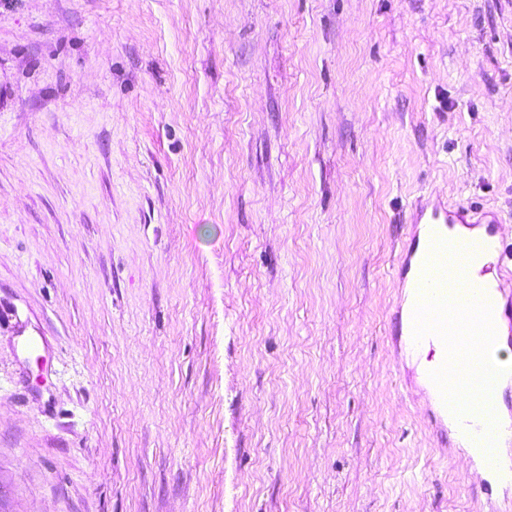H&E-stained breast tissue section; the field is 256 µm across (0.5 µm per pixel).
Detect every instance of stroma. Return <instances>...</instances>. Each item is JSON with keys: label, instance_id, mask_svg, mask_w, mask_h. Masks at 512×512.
I'll use <instances>...</instances> for the list:
<instances>
[{"label": "stroma", "instance_id": "35a3bbf8", "mask_svg": "<svg viewBox=\"0 0 512 512\" xmlns=\"http://www.w3.org/2000/svg\"><path fill=\"white\" fill-rule=\"evenodd\" d=\"M428 196L512 270V0H0V512H512L393 334Z\"/></svg>", "mask_w": 512, "mask_h": 512}]
</instances>
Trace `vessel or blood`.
<instances>
[{"label": "vessel or blood", "mask_w": 512, "mask_h": 512, "mask_svg": "<svg viewBox=\"0 0 512 512\" xmlns=\"http://www.w3.org/2000/svg\"><path fill=\"white\" fill-rule=\"evenodd\" d=\"M416 224L432 225L434 231L431 238L421 239L419 233H412L405 243L395 268V275L402 283L421 287L425 263L434 239L447 238L449 230L455 225H480L484 228L482 236L477 238H461L457 247L469 253L470 258L464 265L465 282L462 286L467 295H479L489 301L495 327H507L512 331V289L497 286L490 289L474 278V270L482 261L485 253L497 238L499 221L489 211H477L463 202L452 204L442 202L417 203L412 215Z\"/></svg>", "instance_id": "1"}]
</instances>
